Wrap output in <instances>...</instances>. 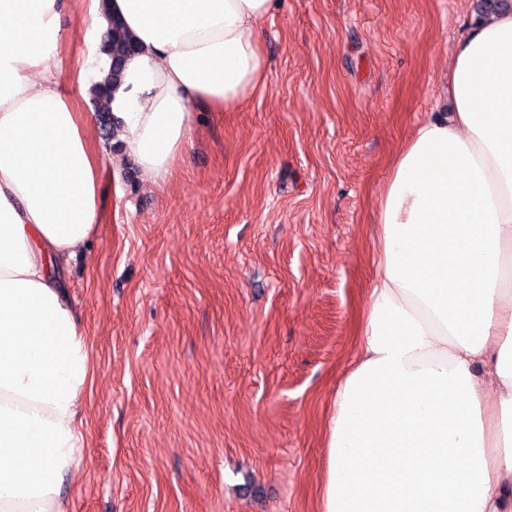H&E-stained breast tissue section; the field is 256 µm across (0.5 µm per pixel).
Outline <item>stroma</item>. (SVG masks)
I'll return each mask as SVG.
<instances>
[{"instance_id": "obj_1", "label": "stroma", "mask_w": 512, "mask_h": 512, "mask_svg": "<svg viewBox=\"0 0 512 512\" xmlns=\"http://www.w3.org/2000/svg\"><path fill=\"white\" fill-rule=\"evenodd\" d=\"M476 0H280L269 78L235 108H191L164 185L133 163L65 265L89 340L70 512H319L324 425L358 347L373 217L416 125L451 104ZM62 17V78L87 54Z\"/></svg>"}]
</instances>
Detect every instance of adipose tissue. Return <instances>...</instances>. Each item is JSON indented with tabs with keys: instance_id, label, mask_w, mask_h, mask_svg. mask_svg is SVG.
I'll use <instances>...</instances> for the list:
<instances>
[{
	"instance_id": "adipose-tissue-1",
	"label": "adipose tissue",
	"mask_w": 512,
	"mask_h": 512,
	"mask_svg": "<svg viewBox=\"0 0 512 512\" xmlns=\"http://www.w3.org/2000/svg\"><path fill=\"white\" fill-rule=\"evenodd\" d=\"M101 41L140 51L95 146L61 79L66 0H0V512H68L83 460L88 340L60 269L90 242L105 176L151 183L184 155L190 108L230 109L267 77L279 0H85ZM449 117L396 154L377 204L376 276L359 350L325 427L320 512H512V12L468 27Z\"/></svg>"
}]
</instances>
